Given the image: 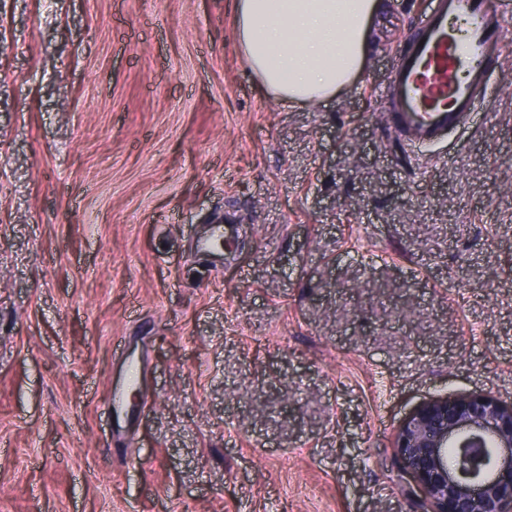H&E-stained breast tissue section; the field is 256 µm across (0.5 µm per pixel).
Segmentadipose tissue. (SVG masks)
<instances>
[{
	"label": "adipose tissue",
	"mask_w": 512,
	"mask_h": 512,
	"mask_svg": "<svg viewBox=\"0 0 512 512\" xmlns=\"http://www.w3.org/2000/svg\"><path fill=\"white\" fill-rule=\"evenodd\" d=\"M389 0H235L238 44L263 91L312 104L352 86Z\"/></svg>",
	"instance_id": "adipose-tissue-1"
}]
</instances>
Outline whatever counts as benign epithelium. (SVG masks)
<instances>
[{
	"instance_id": "obj_1",
	"label": "benign epithelium",
	"mask_w": 512,
	"mask_h": 512,
	"mask_svg": "<svg viewBox=\"0 0 512 512\" xmlns=\"http://www.w3.org/2000/svg\"><path fill=\"white\" fill-rule=\"evenodd\" d=\"M395 448L415 474L424 512H512V402L433 399L402 424Z\"/></svg>"
}]
</instances>
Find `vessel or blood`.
Here are the masks:
<instances>
[{"label": "vessel or blood", "mask_w": 512, "mask_h": 512, "mask_svg": "<svg viewBox=\"0 0 512 512\" xmlns=\"http://www.w3.org/2000/svg\"><path fill=\"white\" fill-rule=\"evenodd\" d=\"M512 0H431L389 79L384 108L390 129L411 147H429L466 127L485 100L492 69L504 61V18ZM145 365L128 364L124 384L105 404L114 422V447L126 445V426L136 414L129 395Z\"/></svg>", "instance_id": "b4317fda"}]
</instances>
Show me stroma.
I'll return each mask as SVG.
<instances>
[{
    "mask_svg": "<svg viewBox=\"0 0 512 512\" xmlns=\"http://www.w3.org/2000/svg\"><path fill=\"white\" fill-rule=\"evenodd\" d=\"M426 8L290 107L233 0H0V512H421L402 422L512 402V67L412 153L383 93ZM226 219L234 259L198 252ZM145 371V364L142 361L132 359L128 364L125 383L112 386L105 409L112 416L114 422V429H112L114 448H128L129 446L126 443V425L134 420L138 412L130 402L129 394L141 386Z\"/></svg>",
    "mask_w": 512,
    "mask_h": 512,
    "instance_id": "1",
    "label": "stroma"
}]
</instances>
